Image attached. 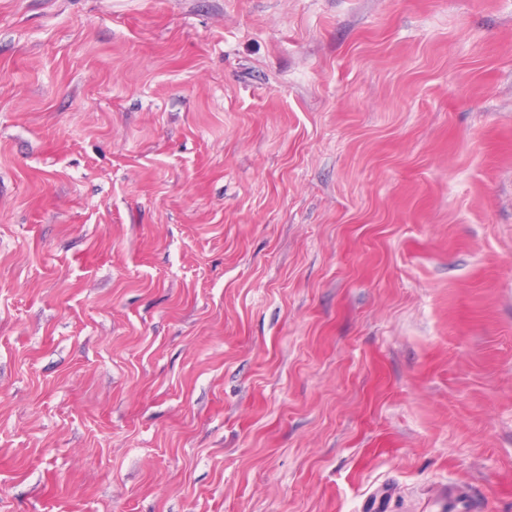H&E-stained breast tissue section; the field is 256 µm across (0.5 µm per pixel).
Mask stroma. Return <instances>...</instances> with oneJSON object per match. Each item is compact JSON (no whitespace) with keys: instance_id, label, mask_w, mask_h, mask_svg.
<instances>
[{"instance_id":"35a3bbf8","label":"stroma","mask_w":512,"mask_h":512,"mask_svg":"<svg viewBox=\"0 0 512 512\" xmlns=\"http://www.w3.org/2000/svg\"><path fill=\"white\" fill-rule=\"evenodd\" d=\"M0 512H512V0H0Z\"/></svg>"}]
</instances>
